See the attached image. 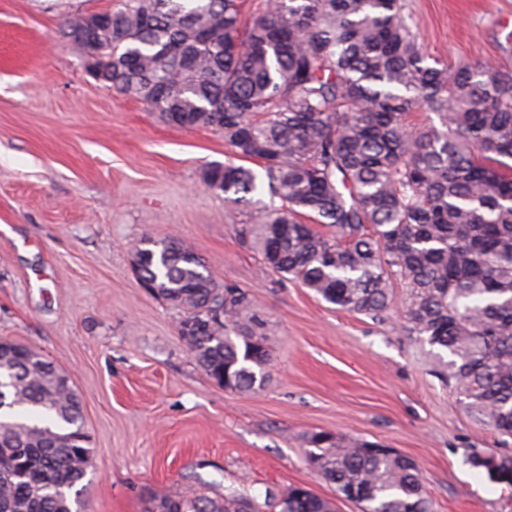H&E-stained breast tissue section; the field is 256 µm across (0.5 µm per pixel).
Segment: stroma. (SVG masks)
Here are the masks:
<instances>
[{"instance_id":"1","label":"stroma","mask_w":512,"mask_h":512,"mask_svg":"<svg viewBox=\"0 0 512 512\" xmlns=\"http://www.w3.org/2000/svg\"><path fill=\"white\" fill-rule=\"evenodd\" d=\"M118 5L0 0V337L73 379L93 450L83 512H144L155 491L191 489L195 472L224 493L304 485L359 512L305 459L320 430L414 460L431 512H512V492L471 464L512 455V436L477 422L439 378L403 327L404 288L376 321L262 273L236 233L242 207L202 180L230 153L223 136L170 125L93 79L65 21ZM403 14L429 54L512 72L500 50L512 0H405ZM145 237L185 242L221 284L253 294L271 349L262 390L225 391L199 367L178 333L183 311L133 272Z\"/></svg>"}]
</instances>
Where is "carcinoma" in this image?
I'll return each mask as SVG.
<instances>
[{
    "label": "carcinoma",
    "mask_w": 512,
    "mask_h": 512,
    "mask_svg": "<svg viewBox=\"0 0 512 512\" xmlns=\"http://www.w3.org/2000/svg\"><path fill=\"white\" fill-rule=\"evenodd\" d=\"M81 46L112 74L104 87L224 137L230 156L202 179L250 206L238 235L262 272L373 318L399 281L405 328L475 419L512 436V73L430 60L399 0H264L249 16L242 0H120L112 27ZM418 109L439 124L410 132ZM133 254L141 284L182 308L181 323L211 322L186 341L206 375L233 393L263 389L271 354L251 294L177 239L143 238ZM4 342L0 512H81L92 468L82 405L40 351ZM306 445L308 465L360 512H429L408 457L330 431ZM471 463L512 487V456ZM193 480L198 491L161 490L146 512H334L309 488L260 503Z\"/></svg>",
    "instance_id": "cac0c4a2"
}]
</instances>
